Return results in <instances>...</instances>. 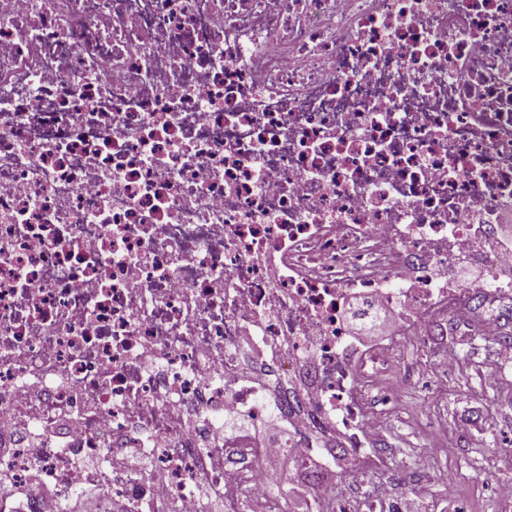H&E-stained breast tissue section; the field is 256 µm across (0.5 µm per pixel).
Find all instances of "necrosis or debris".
<instances>
[{
  "label": "necrosis or debris",
  "instance_id": "obj_1",
  "mask_svg": "<svg viewBox=\"0 0 512 512\" xmlns=\"http://www.w3.org/2000/svg\"><path fill=\"white\" fill-rule=\"evenodd\" d=\"M505 213L512 0H0V474L246 512L281 457L376 453L405 327L512 298Z\"/></svg>",
  "mask_w": 512,
  "mask_h": 512
}]
</instances>
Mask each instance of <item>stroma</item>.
<instances>
[{"instance_id":"obj_1","label":"stroma","mask_w":512,"mask_h":512,"mask_svg":"<svg viewBox=\"0 0 512 512\" xmlns=\"http://www.w3.org/2000/svg\"><path fill=\"white\" fill-rule=\"evenodd\" d=\"M488 318L512 333V305L491 299L456 334L436 339V348L459 354L458 368L429 388L402 385L380 450L325 470V494L360 505L376 486L382 512L409 493L421 512H501L512 499V367L500 366L480 339Z\"/></svg>"}]
</instances>
